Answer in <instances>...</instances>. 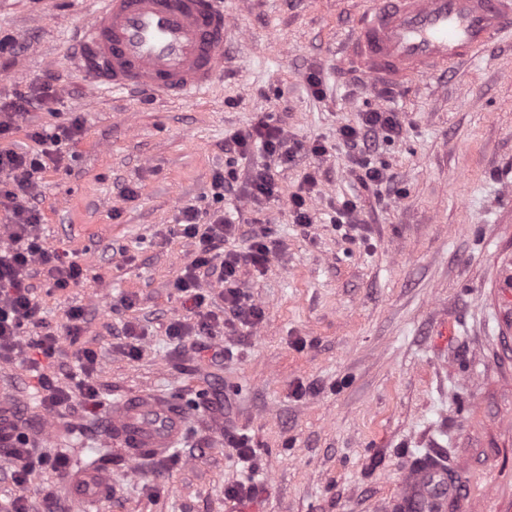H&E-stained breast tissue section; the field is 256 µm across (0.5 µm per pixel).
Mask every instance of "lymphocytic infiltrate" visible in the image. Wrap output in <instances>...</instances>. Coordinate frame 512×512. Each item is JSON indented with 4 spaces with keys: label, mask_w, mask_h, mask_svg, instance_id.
I'll list each match as a JSON object with an SVG mask.
<instances>
[{
    "label": "lymphocytic infiltrate",
    "mask_w": 512,
    "mask_h": 512,
    "mask_svg": "<svg viewBox=\"0 0 512 512\" xmlns=\"http://www.w3.org/2000/svg\"><path fill=\"white\" fill-rule=\"evenodd\" d=\"M81 130V124L75 121L66 125L35 126L27 131L32 149L17 151L0 147V218L4 219L6 229V238L0 242V360L26 356L43 391V404L50 411L66 408L76 395L87 411H95L100 405V391L91 381L96 364L94 351L83 349L80 373L75 376L72 388L63 389L43 371L45 365L56 359L59 336L49 331L39 334L31 331L32 326L39 323L33 278L40 273L47 275L53 288L62 291L82 275L77 263L64 260L47 245L42 232V215L35 204L44 173L49 167L60 166L65 148L76 143ZM401 130V119L391 109L366 111L360 125L338 129L337 140L356 158V178L363 189H378L386 179L383 167L373 164L367 153L370 141L379 133L397 135ZM256 147L264 150L268 161L248 172L246 182L250 193L256 200L276 199L280 194L276 164L293 161L307 147L288 139L281 127L265 121L249 130L234 132L224 141L226 152L242 157ZM307 149L315 155L327 152L321 142L312 143ZM177 231L196 244L192 259L176 282L178 290L185 293L191 303L195 321L191 324L179 319L171 321L168 335L175 338L215 336L228 325L250 327L261 322L264 311L249 300L240 286V275L243 268L260 271L269 263L276 243L265 225H254L248 234L249 246L244 250L233 248V241L241 236L240 226L234 216L221 209L203 216L196 208H183L177 220ZM204 277L216 279L224 288L221 312L205 307L206 298L198 291ZM9 452L16 460L10 478L20 493L1 503L0 512H28L23 491L34 472L41 467L65 472L68 459L62 454L34 455L27 433L20 429L14 432Z\"/></svg>",
    "instance_id": "obj_1"
}]
</instances>
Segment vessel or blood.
<instances>
[{"mask_svg":"<svg viewBox=\"0 0 512 512\" xmlns=\"http://www.w3.org/2000/svg\"><path fill=\"white\" fill-rule=\"evenodd\" d=\"M75 30L74 58L93 91L147 89L156 98L195 102L224 76V39L233 23L224 0H94ZM512 34V0H367L339 42L337 66L371 87H402L446 75ZM183 406L142 391L104 416L108 443L123 461L164 457L182 439ZM463 481L440 455L415 460L395 501L397 512H440ZM112 490V469L97 465L72 480L74 512Z\"/></svg>","mask_w":512,"mask_h":512,"instance_id":"1","label":"vessel or blood"}]
</instances>
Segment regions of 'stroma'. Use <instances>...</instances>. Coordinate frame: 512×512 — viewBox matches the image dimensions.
<instances>
[{"label": "stroma", "mask_w": 512, "mask_h": 512, "mask_svg": "<svg viewBox=\"0 0 512 512\" xmlns=\"http://www.w3.org/2000/svg\"><path fill=\"white\" fill-rule=\"evenodd\" d=\"M92 0H0V98L50 85L53 110L27 124L80 119L72 157L43 178L37 202L52 248L83 276L40 296L60 338L49 376L68 385L79 351L97 355L101 405L55 416L43 409L25 365L0 361L16 400L6 420L35 453H66L71 471L104 450L112 402L151 390L181 402L190 419L177 448L134 470L115 456L112 494L95 512H394L410 463L430 449L467 483L444 512H512V41L490 44L453 74L404 89L370 88L336 71V47L358 0H224L247 46L228 35L224 77L192 105L148 93L94 95L71 58L72 31ZM319 71L324 95L306 77ZM391 108L401 134L377 135L370 155L389 181L361 191L355 158L336 131L364 111ZM265 120L290 139L324 142L283 168L279 200L254 204L246 183L223 201L242 225L261 221L277 244L265 271L245 269L244 291L265 311L255 327L225 329L198 351L166 335L189 311L175 283L193 240L166 238L188 205L214 209L212 174L224 139ZM320 181L311 222L294 223L289 197L304 174ZM136 187L135 197L120 194ZM361 195L355 228L331 223ZM84 330L67 335L69 308ZM144 335L123 351L125 324ZM248 437L258 470L240 506L228 486L245 477L225 430ZM69 473L36 472L30 512H72Z\"/></svg>", "instance_id": "35a3bbf8"}]
</instances>
